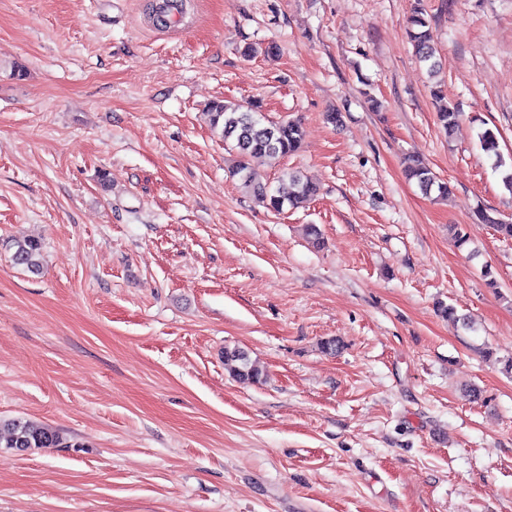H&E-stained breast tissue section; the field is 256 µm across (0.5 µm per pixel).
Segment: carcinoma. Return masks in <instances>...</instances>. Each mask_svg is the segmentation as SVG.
<instances>
[{
	"label": "carcinoma",
	"instance_id": "1",
	"mask_svg": "<svg viewBox=\"0 0 512 512\" xmlns=\"http://www.w3.org/2000/svg\"><path fill=\"white\" fill-rule=\"evenodd\" d=\"M407 37L412 43L419 62L426 66L428 76L432 79L441 72L437 58L430 21L422 8L416 9L409 18ZM210 122L215 128H221L225 149L236 154L234 174L238 175L240 187L265 203L266 208L277 213L285 209H297L312 200L319 191L318 186L309 176L300 171H285L291 190L283 194L272 190L271 185L263 181L249 164L252 157H266L273 164L295 154L301 147L303 130L296 121H274L269 119L253 103L242 104L225 100H213L208 105ZM460 112L453 106L445 104L439 108L437 119L444 132L451 136L458 125ZM482 149L488 156L495 158L494 168L502 170V184L505 190L512 192V170L506 160L497 151V135L490 128L479 133ZM406 175L415 181L421 191L429 195L446 198L450 186L440 181L422 160L408 158ZM482 224L491 225L501 236L512 239V223L503 220L493 210L480 209L476 214ZM41 244L34 239L16 242L13 254L15 264L35 272L40 269ZM224 365L234 377L259 382L263 378V369L253 361L247 352L234 347L224 348ZM68 439L59 431L39 429L20 418H0V448H10L18 453L35 448H67Z\"/></svg>",
	"mask_w": 512,
	"mask_h": 512
}]
</instances>
